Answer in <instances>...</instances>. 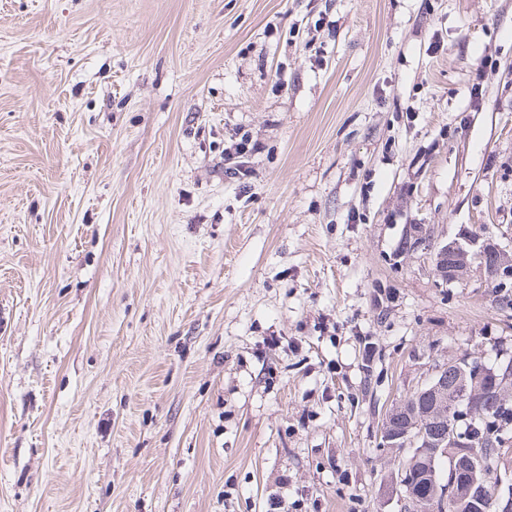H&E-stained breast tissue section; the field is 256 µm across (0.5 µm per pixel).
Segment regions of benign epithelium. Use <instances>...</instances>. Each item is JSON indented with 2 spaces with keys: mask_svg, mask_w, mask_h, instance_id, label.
Segmentation results:
<instances>
[{
  "mask_svg": "<svg viewBox=\"0 0 512 512\" xmlns=\"http://www.w3.org/2000/svg\"><path fill=\"white\" fill-rule=\"evenodd\" d=\"M474 262L495 282L504 286L512 282V254L478 235L468 236L465 246L458 241L449 242L436 254V265L445 282L467 279ZM488 374L490 370L479 359L448 361L436 370L428 384L417 389V395L434 398L432 408L417 418L406 431L396 432L386 426L381 435L382 447L413 451L426 428L438 427L442 429V438L449 447L464 449L463 453L456 455L457 469L453 470L452 479L443 489V499L451 503L457 512H469L473 506L479 512H490L499 506L485 463L469 450V435L458 426H449L445 418L448 392H454L460 396V400L465 401L475 388L483 385ZM450 376L454 378L451 385L448 384Z\"/></svg>",
  "mask_w": 512,
  "mask_h": 512,
  "instance_id": "7a95c632",
  "label": "benign epithelium"
}]
</instances>
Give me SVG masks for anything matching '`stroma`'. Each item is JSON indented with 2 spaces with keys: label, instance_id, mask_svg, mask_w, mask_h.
Returning a JSON list of instances; mask_svg holds the SVG:
<instances>
[{
  "label": "stroma",
  "instance_id": "obj_1",
  "mask_svg": "<svg viewBox=\"0 0 512 512\" xmlns=\"http://www.w3.org/2000/svg\"><path fill=\"white\" fill-rule=\"evenodd\" d=\"M468 230L512 0H0V512H404L387 411L512 355ZM468 247L459 241L445 244L436 254V265L444 282H458L468 278L472 263L477 262L480 269L495 283L503 288L512 281V254L479 235H469Z\"/></svg>",
  "mask_w": 512,
  "mask_h": 512
}]
</instances>
